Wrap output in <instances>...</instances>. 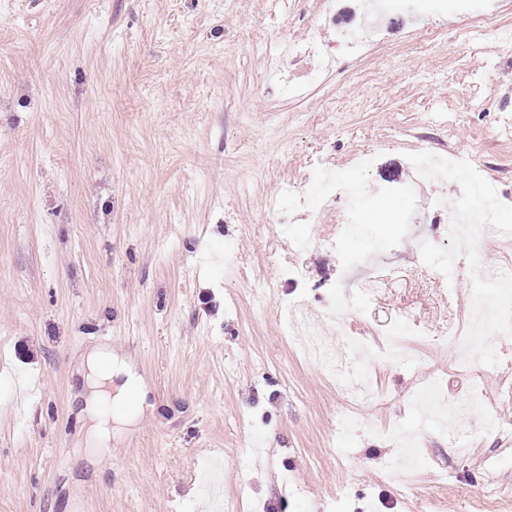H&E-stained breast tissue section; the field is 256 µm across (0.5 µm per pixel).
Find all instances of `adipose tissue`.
Here are the masks:
<instances>
[{
	"instance_id": "ef3b65f1",
	"label": "adipose tissue",
	"mask_w": 512,
	"mask_h": 512,
	"mask_svg": "<svg viewBox=\"0 0 512 512\" xmlns=\"http://www.w3.org/2000/svg\"><path fill=\"white\" fill-rule=\"evenodd\" d=\"M88 390L84 412L89 421V443L103 448L112 444L111 402L126 403L140 399L142 382L132 373H126L123 362L113 355L111 347L93 346L81 358L78 368ZM125 373L121 386H113L115 374Z\"/></svg>"
}]
</instances>
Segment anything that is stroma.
<instances>
[{
    "instance_id": "1",
    "label": "stroma",
    "mask_w": 512,
    "mask_h": 512,
    "mask_svg": "<svg viewBox=\"0 0 512 512\" xmlns=\"http://www.w3.org/2000/svg\"><path fill=\"white\" fill-rule=\"evenodd\" d=\"M452 3L391 0L383 41L286 95L263 68L274 37L294 64L311 22L295 0H0V512H476L490 468L512 512V335L471 375L448 351L472 265L512 251L493 239L464 256L451 292L435 249L402 238L404 200L316 224L268 207L291 209L284 177L320 158L363 192L403 182L409 146L492 169L512 155V42L466 34ZM415 21L439 28L404 37ZM329 227L335 249L282 278L285 237ZM341 249L383 260L342 332L328 322ZM289 296L335 349L410 319L421 358L377 366L380 396L346 402L289 352ZM93 345L144 384L98 454L75 371ZM436 371L448 398L475 384L480 400L408 480L386 433L416 427L411 397ZM489 412L503 433L484 432Z\"/></svg>"
}]
</instances>
